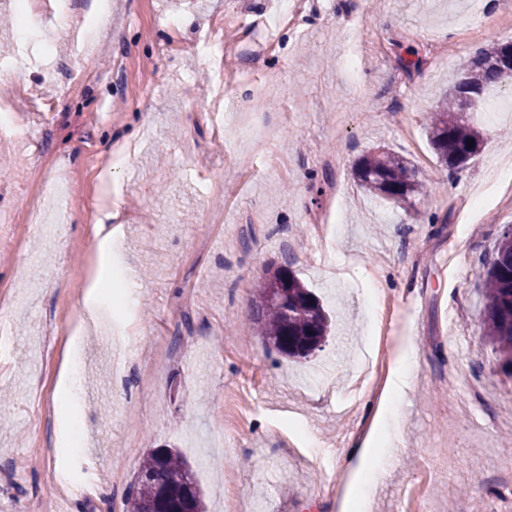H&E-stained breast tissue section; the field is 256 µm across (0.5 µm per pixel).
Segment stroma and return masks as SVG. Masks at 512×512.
Masks as SVG:
<instances>
[{
  "label": "stroma",
  "instance_id": "1",
  "mask_svg": "<svg viewBox=\"0 0 512 512\" xmlns=\"http://www.w3.org/2000/svg\"><path fill=\"white\" fill-rule=\"evenodd\" d=\"M276 0H109L81 58L66 37L26 38L20 84L0 82L20 138L0 140L4 202L27 286L0 259V301L15 338L0 357V512H46L60 499L54 441L63 361L83 320L96 224L121 212L120 258L139 274L135 304L114 314L147 364L112 375V351L84 330L86 447L72 464L91 485L66 512H122L148 449L190 462L207 512H351L354 449L374 451L401 415L394 466L370 512H512V378L483 334V277L512 228V183L486 184L512 155V80L499 111L468 113L483 144L460 169L438 162L427 128L460 61L512 23L468 32L504 0H303L271 30ZM58 65L46 80L43 53ZM356 55L355 83L340 67ZM224 87V143L206 106ZM44 99L26 112L27 98ZM392 152L424 192L407 210L374 198L354 167ZM68 187L61 244L24 232L30 195ZM290 262L331 320L321 350L291 360L239 329L268 268ZM374 351L360 376L358 348ZM407 386L387 392L401 354Z\"/></svg>",
  "mask_w": 512,
  "mask_h": 512
}]
</instances>
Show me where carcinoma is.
Masks as SVG:
<instances>
[{
    "mask_svg": "<svg viewBox=\"0 0 512 512\" xmlns=\"http://www.w3.org/2000/svg\"><path fill=\"white\" fill-rule=\"evenodd\" d=\"M505 45L479 48L459 66V77L433 112L430 142L435 155L451 169L459 168L480 148V132L463 120V88L484 91L502 78L496 62ZM359 186L376 198L412 203L422 194L416 170L388 152L364 156L356 171ZM484 331L496 350L500 369L512 376V229L499 240L496 257L486 269ZM253 333L266 346L288 358L307 359L329 335V319L319 300L289 264L268 270L247 316ZM124 512H206L202 490L190 464L174 448H152L129 486Z\"/></svg>",
    "mask_w": 512,
    "mask_h": 512,
    "instance_id": "obj_1",
    "label": "carcinoma"
}]
</instances>
